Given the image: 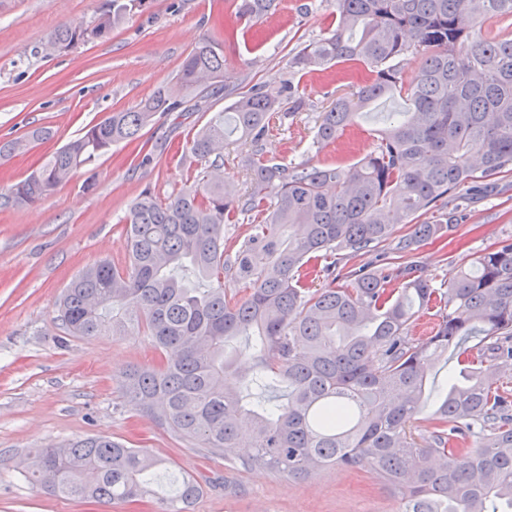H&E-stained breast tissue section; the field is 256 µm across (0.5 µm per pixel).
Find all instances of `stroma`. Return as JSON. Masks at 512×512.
<instances>
[{
	"instance_id": "35a3bbf8",
	"label": "stroma",
	"mask_w": 512,
	"mask_h": 512,
	"mask_svg": "<svg viewBox=\"0 0 512 512\" xmlns=\"http://www.w3.org/2000/svg\"><path fill=\"white\" fill-rule=\"evenodd\" d=\"M102 3L0 0V140L35 127L52 132L0 164V187L24 179L85 126L136 107L170 83L206 33H237L224 48L230 88L297 86L304 110L273 117L267 133L269 154L282 162L352 164L373 150L387 113L401 107L397 100L380 103L336 142H317L322 112L351 95L355 80L343 64L296 74L288 60L334 29V0H279L275 13L257 24L238 20L230 0H152L147 12L104 37L40 53L57 26L93 24ZM227 104L218 94L200 99L197 110L155 119L138 141L99 159L94 183L80 171L35 205L0 211V512H159L147 498L106 507L62 498L22 474L30 449L89 435L151 449L169 459L172 472L204 481L191 512H400L393 488L366 469L334 467L294 479L258 467L239 470L177 441L123 395L126 370L157 363L150 342L74 337L57 319L59 299L80 270L103 259L125 263L119 217L143 190L164 198L182 188L186 140ZM146 154L152 161L145 165ZM448 211L453 228L447 238L426 243L419 254L423 275L437 286L452 268L472 265L512 235V171L500 175L492 194L452 200Z\"/></svg>"
}]
</instances>
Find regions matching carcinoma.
<instances>
[{
    "label": "carcinoma",
    "mask_w": 512,
    "mask_h": 512,
    "mask_svg": "<svg viewBox=\"0 0 512 512\" xmlns=\"http://www.w3.org/2000/svg\"><path fill=\"white\" fill-rule=\"evenodd\" d=\"M258 22L277 0H233ZM151 0H104L92 27L64 24L56 51L120 26ZM336 29L288 60L294 73L348 64L360 70L353 97L320 116L316 141L334 142L367 106L400 97L375 149L348 165L279 163L265 157L270 119L290 104L288 82L251 89L215 112L188 141L200 167L174 196L145 189L124 218L125 265L103 260L68 286L58 320L72 336H146L153 367L124 375L132 408L181 440L243 468L305 478L332 466L368 468L392 484L401 512H512V392L495 371L512 370V236L455 268L448 287L420 275L419 248L448 235V200L486 192L512 169V35L482 34L512 0H335ZM224 39L202 37L175 82L129 111L85 127L23 180L0 189V210L33 205L156 116L221 88ZM422 62L403 79V57ZM258 144L243 161L250 189L238 194L219 171L234 135ZM50 131L0 141L11 157ZM438 212L432 222L418 218ZM253 216L224 247V225ZM408 228L400 237L397 230ZM401 262L336 268L384 246ZM244 285V294L224 279ZM437 309L432 336H414L420 313ZM478 342L467 346L471 339ZM455 363L448 384L433 372ZM260 385L271 395L252 404ZM425 444L408 432L428 400ZM478 446L465 448L471 438ZM28 477L58 496L101 505L155 496L161 512H189L203 493L193 478L155 489L169 461L109 437L36 448Z\"/></svg>",
    "instance_id": "carcinoma-1"
}]
</instances>
